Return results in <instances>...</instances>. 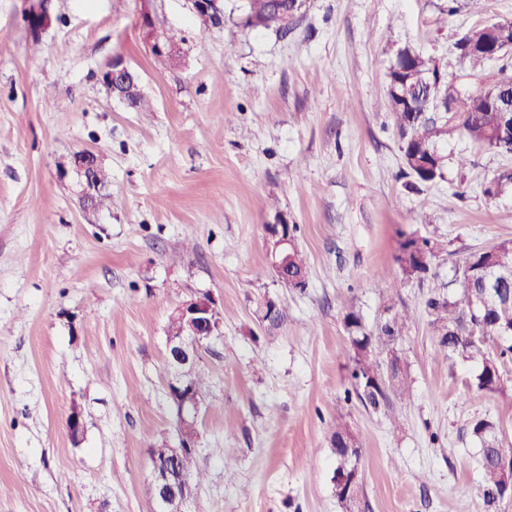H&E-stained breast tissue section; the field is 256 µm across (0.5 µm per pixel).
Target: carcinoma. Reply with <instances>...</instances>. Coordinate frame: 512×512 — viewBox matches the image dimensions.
Instances as JSON below:
<instances>
[{
  "label": "carcinoma",
  "instance_id": "obj_1",
  "mask_svg": "<svg viewBox=\"0 0 512 512\" xmlns=\"http://www.w3.org/2000/svg\"><path fill=\"white\" fill-rule=\"evenodd\" d=\"M274 0H244L242 22L252 26L275 9ZM464 38L454 47L459 59L471 68L494 61L486 52L466 50ZM402 60L387 71L386 98L390 114L400 138V151L405 175L413 179L412 186L432 185L445 178L448 156L437 143L454 136L501 154L512 155V141L499 137L503 125L512 122V112L495 111L490 101L493 90L487 87L464 92L451 81H438V68L419 52L406 46L400 49ZM94 178L101 186L92 209L108 206L112 199L109 175L98 169ZM484 189L488 196L512 191V171H505ZM409 248L397 256L398 272L391 276V289L400 290L411 280L424 282L436 279L433 261L441 250L437 243L414 236L407 239ZM288 274L308 280V265L301 251H295ZM460 297L454 299L435 295L427 300L435 353L448 361L475 362L481 370L472 380L479 391L506 392L501 364L512 359V344L494 347L495 337L512 328V246L502 241L474 251L465 259L460 277ZM491 288L490 298L477 316L469 308L470 298ZM389 317L373 330L367 329L354 311L344 316L350 348L351 378L354 392L365 405L392 407L393 399L407 394L405 378L395 372L382 373L389 360H401L395 348L398 333L409 319L405 312L395 310V303L385 306ZM471 434L479 443L480 489L484 504L495 509L512 500V487L502 480L500 465L512 460V446L499 439L496 425L487 419L476 421Z\"/></svg>",
  "mask_w": 512,
  "mask_h": 512
}]
</instances>
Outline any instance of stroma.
<instances>
[{
	"mask_svg": "<svg viewBox=\"0 0 512 512\" xmlns=\"http://www.w3.org/2000/svg\"><path fill=\"white\" fill-rule=\"evenodd\" d=\"M224 0L207 26L189 0H48L32 39L24 0H0V512H154L149 451L176 442L164 371L170 314L204 293L222 334L199 350L208 386L188 512H484L471 425L512 443V391L470 389L478 364L437 358L431 283L395 300L414 321L397 348L409 394L365 408L352 387L344 315L381 321L399 245L440 244L444 294L462 258L512 240V192L485 195L512 155L441 142L445 181L409 189L386 109V71L407 45L466 90L456 35L511 21L512 0L449 14L448 0H308L288 35L241 22ZM183 39L181 65L156 67L139 17ZM152 111L109 98L114 56ZM92 150L112 204L84 209L61 159ZM466 167H458L459 157ZM298 227L308 285L273 274L265 225ZM287 318L269 332L260 295ZM83 429L71 436L72 410ZM356 436L365 495L340 503L333 434Z\"/></svg>",
	"mask_w": 512,
	"mask_h": 512,
	"instance_id": "1",
	"label": "stroma"
}]
</instances>
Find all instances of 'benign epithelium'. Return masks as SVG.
I'll list each match as a JSON object with an SVG mask.
<instances>
[{
  "mask_svg": "<svg viewBox=\"0 0 512 512\" xmlns=\"http://www.w3.org/2000/svg\"><path fill=\"white\" fill-rule=\"evenodd\" d=\"M192 10L205 23L212 22L220 15L221 0H190ZM27 21L30 32L37 38L50 24V15L43 9V0H28ZM139 27L142 36L153 52H162L167 45L166 30L156 25L153 14L144 9L140 15ZM99 82L105 85L115 99L132 107L130 93L139 86L138 76L127 66L125 60L115 56L99 74ZM98 164L97 156L81 150L71 157V169L79 178L83 204L91 201L95 191L92 172ZM288 220L280 219L265 225L267 254L277 278L297 287V281L284 276L288 263V250L293 247V238L285 230ZM257 314L261 320L272 325L278 323V301L269 295L257 300ZM173 317L182 322L179 335L167 334L166 363L171 374L168 394L176 410L178 448L197 450V441L183 435L186 426H197L201 400L193 395V370L197 365L198 353L203 344L221 335L223 318L216 299L210 294L194 296L181 301L174 309ZM179 452L161 458L151 459L154 472V486L157 512H187L185 506L194 497L191 478L177 467Z\"/></svg>",
  "mask_w": 512,
  "mask_h": 512,
  "instance_id": "1",
  "label": "benign epithelium"
}]
</instances>
